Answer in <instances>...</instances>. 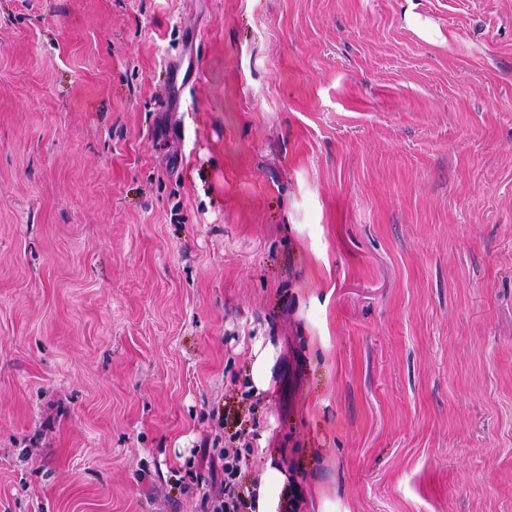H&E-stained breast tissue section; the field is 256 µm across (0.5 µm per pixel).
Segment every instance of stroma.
<instances>
[{
  "label": "stroma",
  "mask_w": 512,
  "mask_h": 512,
  "mask_svg": "<svg viewBox=\"0 0 512 512\" xmlns=\"http://www.w3.org/2000/svg\"><path fill=\"white\" fill-rule=\"evenodd\" d=\"M246 444L512 512V0H0V512H201ZM261 348V341L255 345V354L257 355L252 366V381L257 390H265L269 386L272 367V350L265 348L258 353Z\"/></svg>",
  "instance_id": "1"
}]
</instances>
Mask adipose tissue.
Listing matches in <instances>:
<instances>
[{"instance_id": "ef3b65f1", "label": "adipose tissue", "mask_w": 512, "mask_h": 512, "mask_svg": "<svg viewBox=\"0 0 512 512\" xmlns=\"http://www.w3.org/2000/svg\"><path fill=\"white\" fill-rule=\"evenodd\" d=\"M246 499L251 512H289L303 507L305 496L298 482L289 480L281 460H268L255 484L249 485Z\"/></svg>"}]
</instances>
